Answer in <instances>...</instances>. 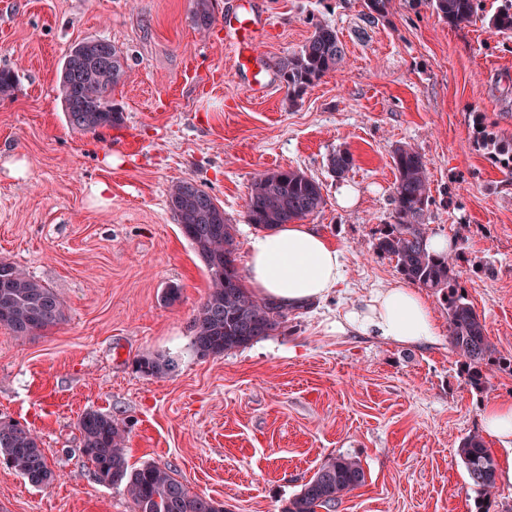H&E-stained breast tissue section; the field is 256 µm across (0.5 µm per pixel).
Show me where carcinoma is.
Returning <instances> with one entry per match:
<instances>
[{
	"mask_svg": "<svg viewBox=\"0 0 512 512\" xmlns=\"http://www.w3.org/2000/svg\"><path fill=\"white\" fill-rule=\"evenodd\" d=\"M481 0H429L430 6L452 26L469 23ZM197 26L213 21L212 0H194ZM496 34H512V0H504L487 19ZM342 61L336 29L315 28L310 39L281 63L288 84V100L296 102ZM126 76L124 56L110 42L89 40L86 47L69 48L64 56L59 91L72 126L83 131L112 126L122 114L110 104L114 88ZM392 161L395 174L391 194L392 223L379 230L375 248L395 260L410 284L440 296L448 317V341L467 367L469 385L479 391L487 379L481 366L495 358L496 348L486 335L485 322L462 294L458 282L460 253L436 254L429 249L426 214L432 201L426 163L417 151L399 146ZM353 165L347 151L329 158L338 177ZM321 185L299 170L259 175L251 184L246 221L260 230L302 220L322 208ZM170 209L184 237L200 257L209 275V292L193 319L192 347L201 357H222L275 335L286 315L280 306L252 295L237 266L236 227L224 217L215 199L197 184L181 180L169 192ZM64 308L53 289L33 279L20 266L0 260V327L22 339L57 326ZM177 367L171 356L146 355L136 362L138 372L162 377ZM82 453L93 467L97 482L121 486L132 512H220L221 503L191 491L169 469L156 464L129 465L127 424L97 410L78 419ZM469 485L477 493L476 512H489L496 499L497 462L483 437L473 433L458 449ZM0 463L17 471L35 487L49 485L54 474L38 437L17 424L0 421ZM366 471L358 457L327 459L288 501L282 512H336L348 493L364 486Z\"/></svg>",
	"mask_w": 512,
	"mask_h": 512,
	"instance_id": "cac0c4a2",
	"label": "carcinoma"
}]
</instances>
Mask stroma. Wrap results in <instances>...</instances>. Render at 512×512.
<instances>
[{
	"label": "stroma",
	"instance_id": "stroma-1",
	"mask_svg": "<svg viewBox=\"0 0 512 512\" xmlns=\"http://www.w3.org/2000/svg\"><path fill=\"white\" fill-rule=\"evenodd\" d=\"M238 3L213 0L201 29L193 0H0V70L15 77L0 96V260L52 288L65 313L24 339L0 328V421L36 433L55 473L39 488L0 465V512H131L82 453L77 421L89 410L126 421L131 465L168 468L227 512H282L339 455L360 456L367 474L339 512L474 508L459 445L480 431L482 406L512 402V172L497 149L512 140V38L484 21L498 2L481 0V16L454 28L428 0H392L374 19L363 0H255L261 35L245 68L224 27ZM319 24L335 28L344 60L289 103L279 63ZM90 39L121 50L128 72L111 96L122 121L87 132L70 125L58 81L68 48ZM258 77L261 98L249 91ZM400 145L426 161L431 234L463 248L459 283L500 357L484 391L448 343L438 295L430 345L329 330L345 305L402 280L374 248ZM339 150L353 156L341 178L328 165ZM289 169L320 183L325 204L308 221L344 248L347 280L287 311L276 335L199 357L192 321L209 276L169 189L196 182L244 246L256 232L249 185ZM101 181L103 204L92 194ZM344 183L358 192L348 209L336 204ZM173 285L181 296L169 305ZM147 354L178 367L143 375Z\"/></svg>",
	"mask_w": 512,
	"mask_h": 512
}]
</instances>
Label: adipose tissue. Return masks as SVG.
<instances>
[{
  "mask_svg": "<svg viewBox=\"0 0 512 512\" xmlns=\"http://www.w3.org/2000/svg\"><path fill=\"white\" fill-rule=\"evenodd\" d=\"M244 263L252 293L284 307L324 300L347 279L344 250L309 224H284L251 236ZM333 329L407 345L429 342L437 334L425 296L400 285L371 290L342 311ZM480 421L497 446L512 447V402L488 403Z\"/></svg>",
  "mask_w": 512,
  "mask_h": 512,
  "instance_id": "ef3b65f1",
  "label": "adipose tissue"
}]
</instances>
